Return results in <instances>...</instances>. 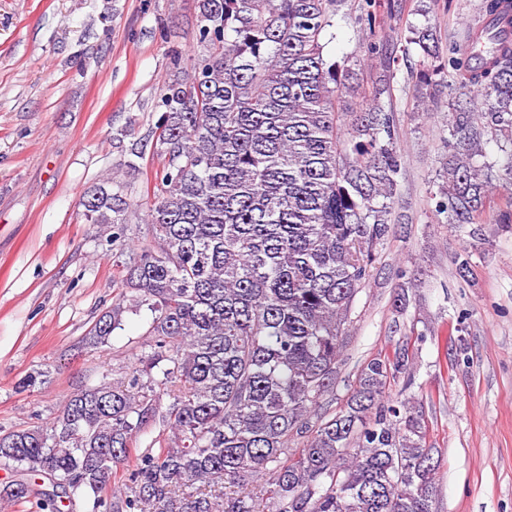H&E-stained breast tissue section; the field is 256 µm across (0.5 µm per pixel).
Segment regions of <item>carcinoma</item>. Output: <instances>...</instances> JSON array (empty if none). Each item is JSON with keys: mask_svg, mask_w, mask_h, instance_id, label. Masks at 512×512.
<instances>
[{"mask_svg": "<svg viewBox=\"0 0 512 512\" xmlns=\"http://www.w3.org/2000/svg\"><path fill=\"white\" fill-rule=\"evenodd\" d=\"M340 0H197L202 54L159 92L157 122L134 137L125 166L146 149L161 160L147 223L157 247L124 266L136 303L152 314L154 351L126 380L70 394L47 426L0 433V469L16 478L0 500L62 512H434L439 465L421 405L386 401L410 375L406 344L364 363L338 411L336 395L355 298L378 246L394 232L403 155L394 111L400 62L419 51L414 109L448 90V137L431 194L449 224H474L500 187L512 189V10L481 0L457 49L430 25L404 43L378 41L391 0H354L371 81L350 57L325 54ZM496 143L504 158L491 159ZM89 224L122 243L132 207L112 180L82 201ZM394 285L403 315L416 278ZM114 303L86 336L108 342ZM466 316L433 336L465 352ZM172 401L162 408L163 396ZM170 435L130 462L150 426ZM303 447L289 453L292 439ZM126 484L108 497L114 472ZM259 483V493L247 481Z\"/></svg>", "mask_w": 512, "mask_h": 512, "instance_id": "obj_1", "label": "carcinoma"}]
</instances>
